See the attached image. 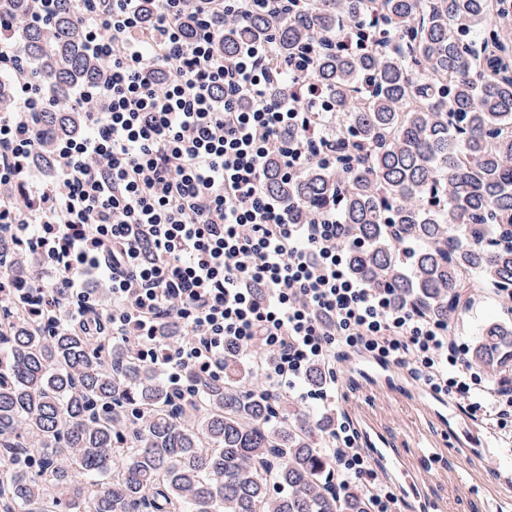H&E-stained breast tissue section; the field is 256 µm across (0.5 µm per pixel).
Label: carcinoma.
Segmentation results:
<instances>
[{
  "label": "carcinoma",
  "mask_w": 512,
  "mask_h": 512,
  "mask_svg": "<svg viewBox=\"0 0 512 512\" xmlns=\"http://www.w3.org/2000/svg\"><path fill=\"white\" fill-rule=\"evenodd\" d=\"M35 8L0 0L5 19ZM371 14L364 47H339L343 25ZM510 16L512 0H288L224 34L226 55L269 35L282 57L312 51L304 81L338 113L336 167L292 181L273 169L268 192L296 212L336 207L354 275L451 330L487 290L512 303ZM18 40L54 102L46 164L53 137L84 129L71 91L106 63L68 0ZM3 258L13 278L35 275L9 234ZM0 307V512H368L357 487L331 490L330 413L293 411L236 374L177 390L124 345ZM467 360L512 382V320L485 323Z\"/></svg>",
  "instance_id": "cac0c4a2"
}]
</instances>
